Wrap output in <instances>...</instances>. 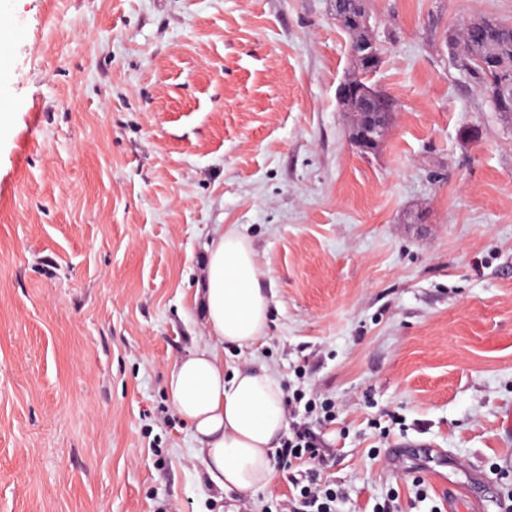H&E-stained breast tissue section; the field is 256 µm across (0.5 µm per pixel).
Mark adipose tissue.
Listing matches in <instances>:
<instances>
[{
  "mask_svg": "<svg viewBox=\"0 0 512 512\" xmlns=\"http://www.w3.org/2000/svg\"><path fill=\"white\" fill-rule=\"evenodd\" d=\"M206 251L200 294L210 342L171 366L166 391L192 431L208 482L246 495L276 478L273 456L287 428L284 392L265 365L225 369L224 347L264 338L273 293L238 225L218 227Z\"/></svg>",
  "mask_w": 512,
  "mask_h": 512,
  "instance_id": "1",
  "label": "adipose tissue"
}]
</instances>
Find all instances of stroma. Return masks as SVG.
<instances>
[{
    "label": "stroma",
    "mask_w": 512,
    "mask_h": 512,
    "mask_svg": "<svg viewBox=\"0 0 512 512\" xmlns=\"http://www.w3.org/2000/svg\"><path fill=\"white\" fill-rule=\"evenodd\" d=\"M331 0H0V512H273L210 486L166 374L219 224L273 288L269 366L336 405V512H512V118L454 66L512 0H370L397 102L347 140ZM477 139L464 138L468 129ZM424 488L413 482L424 465ZM391 103L388 109H381L382 112H364L363 109L355 106L349 112H360V118L352 124L349 130V141L363 154L375 152L384 138L388 122L383 118L389 112H394L393 100L387 98Z\"/></svg>",
    "instance_id": "stroma-1"
}]
</instances>
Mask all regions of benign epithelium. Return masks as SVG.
<instances>
[{
  "label": "benign epithelium",
  "mask_w": 512,
  "mask_h": 512,
  "mask_svg": "<svg viewBox=\"0 0 512 512\" xmlns=\"http://www.w3.org/2000/svg\"><path fill=\"white\" fill-rule=\"evenodd\" d=\"M334 17L340 30L350 35V60H363L366 70L377 68L381 61V53L371 33L369 16L362 13L354 17L338 8L334 12ZM337 98L344 110L355 104L368 108V111L360 113V118L350 127L349 141L363 154L376 151L388 127L383 113L370 111L378 99V89L363 83L361 70L354 69L347 72L338 85Z\"/></svg>",
  "instance_id": "1"
}]
</instances>
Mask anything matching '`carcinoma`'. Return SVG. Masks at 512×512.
<instances>
[{"label": "carcinoma", "mask_w": 512, "mask_h": 512, "mask_svg": "<svg viewBox=\"0 0 512 512\" xmlns=\"http://www.w3.org/2000/svg\"><path fill=\"white\" fill-rule=\"evenodd\" d=\"M451 58L467 65L463 74L494 99L500 86L512 83V24L474 17L446 38Z\"/></svg>", "instance_id": "1"}]
</instances>
